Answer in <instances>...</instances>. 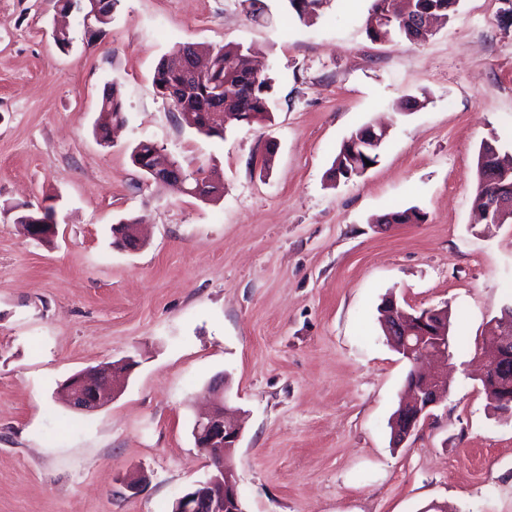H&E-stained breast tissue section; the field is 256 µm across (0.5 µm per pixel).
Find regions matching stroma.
<instances>
[{"label": "stroma", "mask_w": 512, "mask_h": 512, "mask_svg": "<svg viewBox=\"0 0 512 512\" xmlns=\"http://www.w3.org/2000/svg\"><path fill=\"white\" fill-rule=\"evenodd\" d=\"M118 0L89 37L57 0H0V512H171L211 471L192 429L224 377L242 415L232 465L245 512H512V421L475 375L512 305V223H475L480 145L512 154V0H458L427 41H371V0H328L313 22L287 0ZM184 43L252 47L274 80L273 120L224 139L181 125L153 75ZM126 122L100 142L106 89ZM422 100L408 111L402 101ZM385 123L375 165L327 171L355 129ZM142 141L219 200L157 184ZM271 168H264L266 153ZM55 207L44 244L15 222ZM415 207L420 224H377ZM142 219L136 252L113 224ZM449 307L448 395L399 448L390 419L408 364L379 308ZM136 362L111 402L58 397L83 370ZM146 476L139 493L130 478Z\"/></svg>", "instance_id": "35a3bbf8"}]
</instances>
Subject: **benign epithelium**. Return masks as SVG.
Listing matches in <instances>:
<instances>
[{
  "label": "benign epithelium",
  "mask_w": 512,
  "mask_h": 512,
  "mask_svg": "<svg viewBox=\"0 0 512 512\" xmlns=\"http://www.w3.org/2000/svg\"><path fill=\"white\" fill-rule=\"evenodd\" d=\"M101 6L100 0H71V9L85 13L88 21L102 18ZM210 66L208 56H190L181 62L179 71L184 82L197 83L205 78ZM140 169L157 182L184 186L178 165L164 159L154 144ZM511 179L512 157L500 161L494 170L493 182L507 186ZM510 215L512 201L505 202L499 196L488 207L487 223L501 224ZM26 225L28 237L37 242L51 240L57 234L56 215H45L43 207L38 209V214L26 219ZM382 325L390 345L413 364L405 397L391 421L393 442L398 447L419 429L447 395V379L437 372L421 371L418 364L425 359L451 358L449 330L442 309L427 308L410 313L392 296L386 301ZM486 348L491 356L480 380L501 415L512 418V308L505 309L497 320L496 331ZM126 369V364L117 363L75 374L63 386L69 407L83 412L99 409L114 397L123 383ZM220 388L217 381L211 386L213 406L197 418L193 427L196 447L206 454L215 471L178 498L172 512H243L237 479L227 466L228 456L239 441L240 427L227 417L220 401Z\"/></svg>",
  "instance_id": "benign-epithelium-1"
}]
</instances>
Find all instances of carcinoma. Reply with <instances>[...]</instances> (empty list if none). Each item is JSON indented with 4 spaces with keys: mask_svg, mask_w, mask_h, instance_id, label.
Here are the masks:
<instances>
[{
    "mask_svg": "<svg viewBox=\"0 0 512 512\" xmlns=\"http://www.w3.org/2000/svg\"><path fill=\"white\" fill-rule=\"evenodd\" d=\"M290 7L299 20L304 21L317 12L323 0H288ZM457 0H415L414 13L433 19V22L445 24L448 17L455 12ZM433 35V31H416L410 20L392 16L389 38L404 37L410 41H425ZM187 51V45L182 44L173 49L172 53L162 59L154 74L156 86L176 84L179 82V71L176 64ZM201 52L211 58L210 80L224 88V108L233 112L243 113L244 123L251 125L271 120L273 113L272 88L273 79L269 76L255 75L250 67L251 48L237 45L218 48H203ZM208 86H183L179 89L178 98L171 101V106L178 113L181 124L192 128L204 126L202 115H207L212 125L203 132L207 137L224 138V126L215 119L209 111ZM101 111L112 114L115 122H124V107L117 86L105 94L101 102ZM351 147L342 144L331 168V178L341 176L350 179L361 175V172L349 162ZM495 189L478 179L474 209L476 215H481L486 209ZM424 215L416 208L396 211L382 216V224H407L422 222Z\"/></svg>",
    "mask_w": 512,
    "mask_h": 512,
    "instance_id": "carcinoma-1",
    "label": "carcinoma"
}]
</instances>
